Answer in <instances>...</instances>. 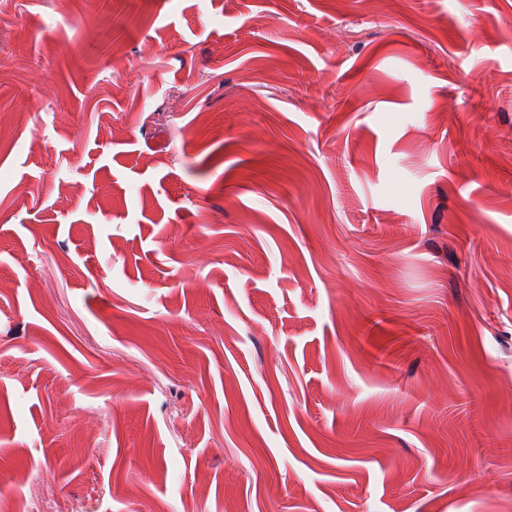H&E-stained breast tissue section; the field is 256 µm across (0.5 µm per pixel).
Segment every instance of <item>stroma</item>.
<instances>
[{"instance_id":"obj_1","label":"stroma","mask_w":512,"mask_h":512,"mask_svg":"<svg viewBox=\"0 0 512 512\" xmlns=\"http://www.w3.org/2000/svg\"><path fill=\"white\" fill-rule=\"evenodd\" d=\"M0 512H512V0H0Z\"/></svg>"}]
</instances>
